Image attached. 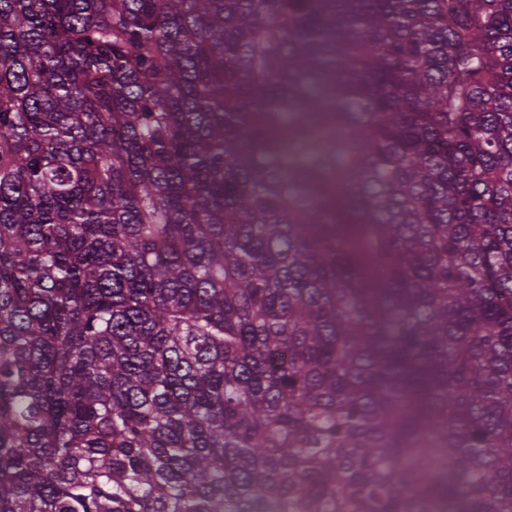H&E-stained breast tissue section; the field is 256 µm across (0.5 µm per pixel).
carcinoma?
Listing matches in <instances>:
<instances>
[{"label": "carcinoma", "instance_id": "carcinoma-1", "mask_svg": "<svg viewBox=\"0 0 512 512\" xmlns=\"http://www.w3.org/2000/svg\"><path fill=\"white\" fill-rule=\"evenodd\" d=\"M512 512V0H0V512Z\"/></svg>", "mask_w": 512, "mask_h": 512}]
</instances>
